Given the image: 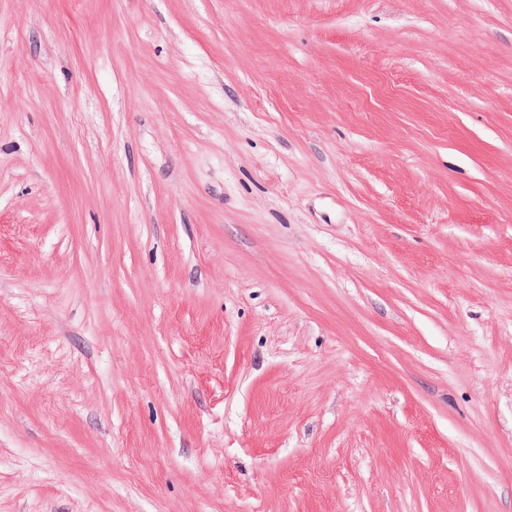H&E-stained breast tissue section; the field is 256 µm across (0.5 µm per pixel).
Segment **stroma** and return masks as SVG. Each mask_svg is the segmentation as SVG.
<instances>
[{
    "instance_id": "35a3bbf8",
    "label": "stroma",
    "mask_w": 512,
    "mask_h": 512,
    "mask_svg": "<svg viewBox=\"0 0 512 512\" xmlns=\"http://www.w3.org/2000/svg\"><path fill=\"white\" fill-rule=\"evenodd\" d=\"M0 512H512V0H0Z\"/></svg>"
}]
</instances>
